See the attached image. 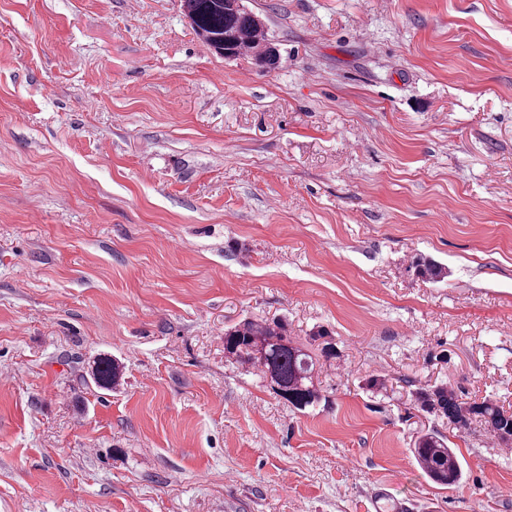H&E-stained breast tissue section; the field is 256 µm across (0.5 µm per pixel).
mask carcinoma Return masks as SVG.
<instances>
[{
  "label": "carcinoma",
  "instance_id": "cac0c4a2",
  "mask_svg": "<svg viewBox=\"0 0 512 512\" xmlns=\"http://www.w3.org/2000/svg\"><path fill=\"white\" fill-rule=\"evenodd\" d=\"M183 11L194 32L217 54L234 58L252 52L263 67L277 63V54L262 42L260 16L239 0H182ZM224 354L250 364L270 379L274 392L293 408L303 410L322 400L314 384L316 359L288 339L286 326L248 321L224 331ZM92 377L97 388L111 390L121 379L118 362L108 356L94 362ZM421 408L448 418L458 428L478 422L502 443H512V412L495 401L466 403L444 386L420 393ZM411 453L426 476L440 486L460 485L463 473L454 450L436 433L416 438Z\"/></svg>",
  "mask_w": 512,
  "mask_h": 512
}]
</instances>
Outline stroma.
Here are the masks:
<instances>
[{
	"label": "stroma",
	"instance_id": "obj_1",
	"mask_svg": "<svg viewBox=\"0 0 512 512\" xmlns=\"http://www.w3.org/2000/svg\"><path fill=\"white\" fill-rule=\"evenodd\" d=\"M243 3L273 69L181 0H0V512H512L416 400L512 411V0ZM245 320L330 333L323 402L225 357ZM92 377L97 388L112 390L121 379L120 365L108 356L99 357L94 362ZM411 453L433 483L448 487L460 485L461 464L442 436L429 432L418 436Z\"/></svg>",
	"mask_w": 512,
	"mask_h": 512
}]
</instances>
